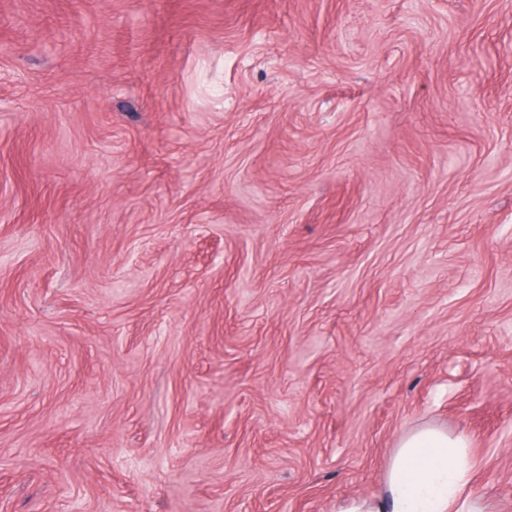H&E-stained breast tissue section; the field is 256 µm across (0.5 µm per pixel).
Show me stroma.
Returning a JSON list of instances; mask_svg holds the SVG:
<instances>
[{"label": "stroma", "instance_id": "35a3bbf8", "mask_svg": "<svg viewBox=\"0 0 512 512\" xmlns=\"http://www.w3.org/2000/svg\"><path fill=\"white\" fill-rule=\"evenodd\" d=\"M424 424L512 512V0H0V512H336Z\"/></svg>", "mask_w": 512, "mask_h": 512}]
</instances>
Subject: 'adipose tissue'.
<instances>
[{
  "instance_id": "obj_1",
  "label": "adipose tissue",
  "mask_w": 512,
  "mask_h": 512,
  "mask_svg": "<svg viewBox=\"0 0 512 512\" xmlns=\"http://www.w3.org/2000/svg\"><path fill=\"white\" fill-rule=\"evenodd\" d=\"M472 470L463 438L423 426L399 439L379 496L348 499L336 512H486L469 489Z\"/></svg>"
}]
</instances>
